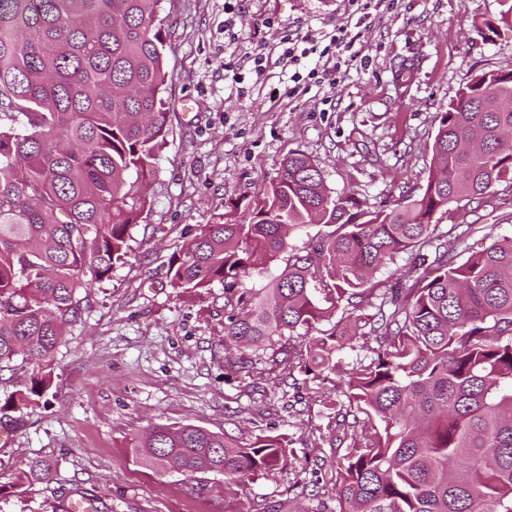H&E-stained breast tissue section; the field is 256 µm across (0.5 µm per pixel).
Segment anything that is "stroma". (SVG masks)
<instances>
[{"mask_svg": "<svg viewBox=\"0 0 512 512\" xmlns=\"http://www.w3.org/2000/svg\"><path fill=\"white\" fill-rule=\"evenodd\" d=\"M161 0L170 16V133L149 189L151 208L130 230V254L92 283L35 405L0 411L12 440L0 446V512H65L94 499L100 512H340L321 490L347 445L336 432L334 393L357 362H370L373 335H355L336 369L304 381L273 350L245 371L225 364L224 326L233 307L224 287L172 288L169 258L229 199L254 196L288 154L318 163L333 198L354 195L373 211L419 194L438 114L477 76L512 60V23L501 0ZM493 29H486V22ZM363 57L320 78L339 30ZM307 53L289 93L288 42ZM439 230L472 224L452 243L457 261L484 235L512 236V185L461 200L433 219ZM158 424H194L241 444L288 434L286 467L242 487L219 474L147 467L132 443ZM50 459L49 481L20 485L31 459Z\"/></svg>", "mask_w": 512, "mask_h": 512, "instance_id": "1", "label": "stroma"}]
</instances>
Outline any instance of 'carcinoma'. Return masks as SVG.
Listing matches in <instances>:
<instances>
[{
	"mask_svg": "<svg viewBox=\"0 0 512 512\" xmlns=\"http://www.w3.org/2000/svg\"><path fill=\"white\" fill-rule=\"evenodd\" d=\"M161 0H0V371L17 357L40 372L4 402L42 398L64 325L76 320L80 291L128 256L130 228L150 201L167 135L166 51L173 22ZM512 184V63L467 84L439 113L421 193L389 210L338 202L318 165L294 152L275 180L227 211L169 259L171 285L185 292L224 283L238 314L224 347L247 352L313 328L363 301L367 276L401 253L422 272L387 288L371 314L374 358L327 396L342 422L353 417L352 449L331 489L343 512H512V236L492 239L463 263L432 223L448 205ZM310 224L333 232L305 255L291 234ZM285 266H279L282 259ZM276 268L247 296L237 279ZM332 282L321 300L315 282ZM345 333L288 353V368L310 381L335 370ZM366 416L360 424L358 415ZM140 463L224 475L233 485L281 469L294 454L284 435L236 437L203 427L156 425L136 441ZM35 459L20 481L49 477Z\"/></svg>",
	"mask_w": 512,
	"mask_h": 512,
	"instance_id": "obj_1",
	"label": "carcinoma"
}]
</instances>
